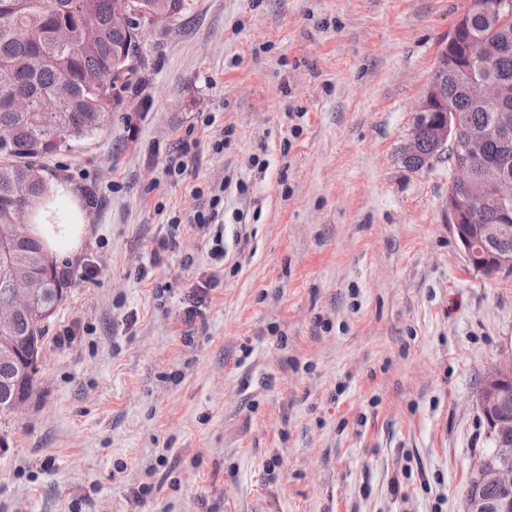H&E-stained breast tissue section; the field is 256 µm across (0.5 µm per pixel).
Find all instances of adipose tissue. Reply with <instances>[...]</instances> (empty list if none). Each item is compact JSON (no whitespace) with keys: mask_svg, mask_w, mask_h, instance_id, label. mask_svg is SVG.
Returning a JSON list of instances; mask_svg holds the SVG:
<instances>
[{"mask_svg":"<svg viewBox=\"0 0 512 512\" xmlns=\"http://www.w3.org/2000/svg\"><path fill=\"white\" fill-rule=\"evenodd\" d=\"M49 191L50 203L34 210L32 222L51 251L74 257L81 247L82 201L64 183L50 184Z\"/></svg>","mask_w":512,"mask_h":512,"instance_id":"obj_1","label":"adipose tissue"}]
</instances>
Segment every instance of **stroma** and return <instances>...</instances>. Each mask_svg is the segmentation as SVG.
Segmentation results:
<instances>
[{
	"label": "stroma",
	"instance_id": "1",
	"mask_svg": "<svg viewBox=\"0 0 512 512\" xmlns=\"http://www.w3.org/2000/svg\"><path fill=\"white\" fill-rule=\"evenodd\" d=\"M463 2L187 0L146 35L139 106L44 161L84 235L0 512H463L512 276L466 265L447 162L401 159ZM219 183L220 262L181 222Z\"/></svg>",
	"mask_w": 512,
	"mask_h": 512
}]
</instances>
